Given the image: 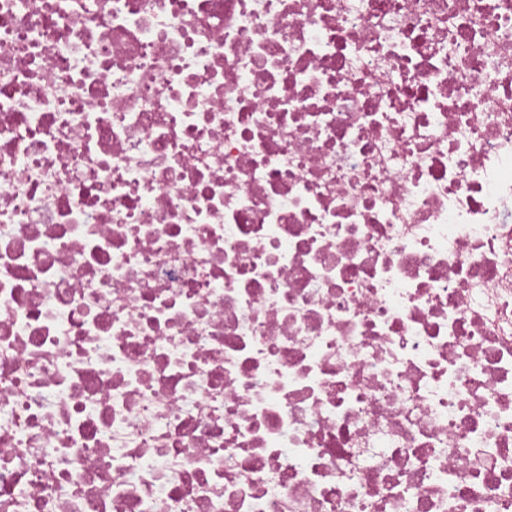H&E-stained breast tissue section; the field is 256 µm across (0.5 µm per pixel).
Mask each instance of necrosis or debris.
<instances>
[{"label":"necrosis or debris","mask_w":512,"mask_h":512,"mask_svg":"<svg viewBox=\"0 0 512 512\" xmlns=\"http://www.w3.org/2000/svg\"><path fill=\"white\" fill-rule=\"evenodd\" d=\"M0 512H512V0H0Z\"/></svg>","instance_id":"4bbe7bcc"}]
</instances>
